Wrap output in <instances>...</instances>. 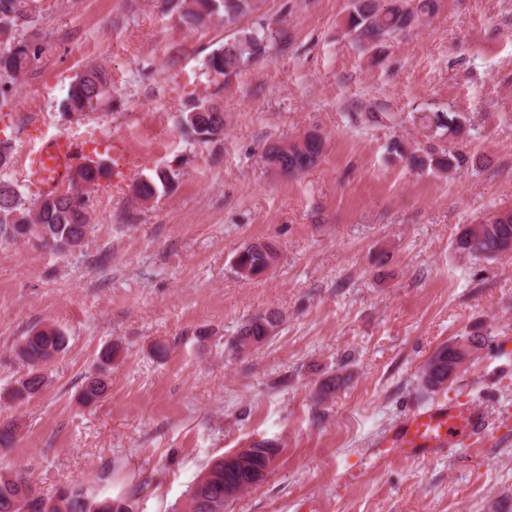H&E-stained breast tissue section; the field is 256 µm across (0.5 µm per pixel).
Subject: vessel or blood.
Here are the masks:
<instances>
[{
  "label": "vessel or blood",
  "instance_id": "1",
  "mask_svg": "<svg viewBox=\"0 0 512 512\" xmlns=\"http://www.w3.org/2000/svg\"><path fill=\"white\" fill-rule=\"evenodd\" d=\"M83 145L60 134L36 151L32 167L45 189H56L66 181L70 169L81 159ZM487 425L484 412L439 402L426 409L409 411L388 434L385 445L418 461L442 453L456 438L479 433Z\"/></svg>",
  "mask_w": 512,
  "mask_h": 512
}]
</instances>
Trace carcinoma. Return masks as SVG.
Masks as SVG:
<instances>
[{"mask_svg":"<svg viewBox=\"0 0 512 512\" xmlns=\"http://www.w3.org/2000/svg\"><path fill=\"white\" fill-rule=\"evenodd\" d=\"M252 4L253 0H165L166 8L177 13L188 27L214 18L234 25L252 12ZM433 10V0H409L405 5L402 0H351L348 34L360 44H376L406 28L408 16H427ZM39 14L40 0H0V109L9 106L8 93L31 65L34 53L25 31ZM271 38L272 30L263 24L225 37L224 43L208 55L206 74L231 78L246 63L265 53ZM110 98L111 76L103 65L90 63L69 83L63 109L82 116L97 110ZM419 120L424 128L442 136L458 132L464 124L463 117L455 112H433ZM181 125L194 140L211 142L224 135V111L214 105L199 104L185 113ZM323 150V140L318 136L306 139L286 154L272 145L266 160L270 165L279 164L285 172L300 174L319 160ZM408 160L417 169L431 168L440 174L456 170L465 162L462 155L438 146L421 151L415 149L408 154ZM109 173L107 164L95 163L89 158L70 175L67 189L45 191L36 198L27 197L19 184L1 176L0 238L24 240L36 235L45 247L58 251L70 247L73 239H86L91 228V211L83 188L98 184ZM173 178L171 171L156 170L155 175L137 182L136 199L149 203ZM456 245L459 251L475 258H490L512 247V210H503L478 224L466 225ZM276 259V252L270 245L252 243L235 253V273L250 280L265 273ZM278 324L279 316L275 313L248 320L237 332L234 343L237 353L245 354L260 346L273 335ZM66 346L67 336L54 326L23 336L16 354L29 366V373L15 382L9 397L23 401L36 395L47 382L40 367L63 352ZM118 353L119 345L114 343L100 350L97 375L89 378L82 391L84 403L92 404L106 394L107 377ZM455 357L456 352L448 343L428 358V362L439 364L441 368L427 380L419 378V385L425 392L435 393L447 388L444 375ZM276 452L277 449L267 442L254 444L245 468L240 465L226 468L224 456L215 457L191 487L186 512H224L225 503L252 487L249 468L269 469ZM0 512H133V504L123 498L94 497L81 485L64 487L52 498H35L28 480L0 472Z\"/></svg>","mask_w":512,"mask_h":512,"instance_id":"obj_1","label":"carcinoma"}]
</instances>
